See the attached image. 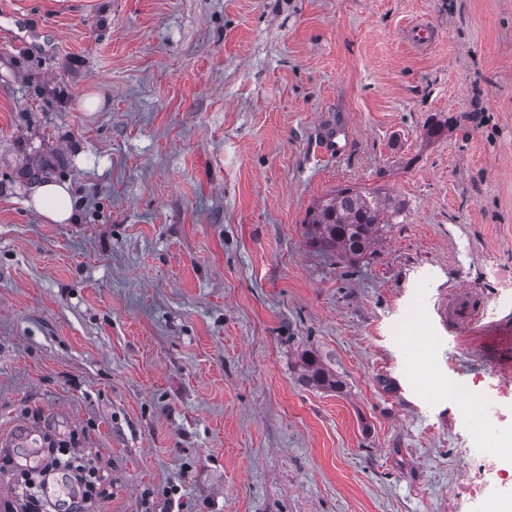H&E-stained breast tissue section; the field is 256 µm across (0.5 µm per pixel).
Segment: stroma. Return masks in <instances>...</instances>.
I'll return each instance as SVG.
<instances>
[{
  "label": "stroma",
  "mask_w": 512,
  "mask_h": 512,
  "mask_svg": "<svg viewBox=\"0 0 512 512\" xmlns=\"http://www.w3.org/2000/svg\"><path fill=\"white\" fill-rule=\"evenodd\" d=\"M343 188L403 207L354 266L305 224ZM509 284L512 0H0V435L90 460L58 512H466L484 449L448 385L512 457V348L437 309L512 320ZM29 452L0 512L49 510ZM31 204L47 221L56 224L68 223L74 211L67 183L48 182L40 185L33 193ZM480 307L476 306L468 297H457L448 302V305L442 306L439 310V316L444 323L452 326L466 323L469 326L479 322ZM303 378L314 386L336 389L341 382L323 364L320 356L313 351L302 355Z\"/></svg>",
  "instance_id": "obj_1"
}]
</instances>
